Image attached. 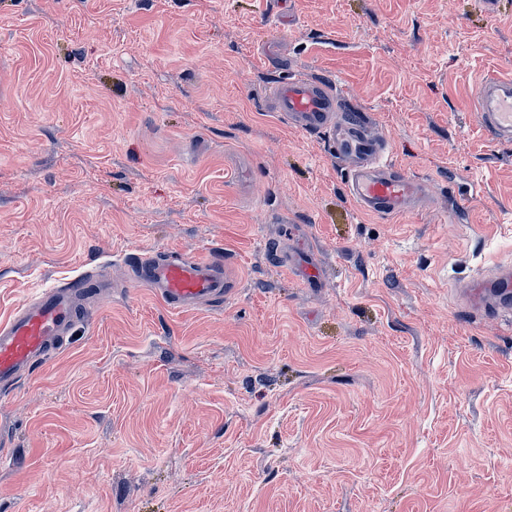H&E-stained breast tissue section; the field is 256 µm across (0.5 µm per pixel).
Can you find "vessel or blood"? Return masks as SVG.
Here are the masks:
<instances>
[{"mask_svg":"<svg viewBox=\"0 0 512 512\" xmlns=\"http://www.w3.org/2000/svg\"><path fill=\"white\" fill-rule=\"evenodd\" d=\"M267 106L297 129L326 134L337 162L347 171L348 194L361 211L392 217L426 206L425 184L390 161L389 142L372 137L361 115L345 110L338 84L298 73L270 88ZM473 106L490 138L512 140L511 74L484 75ZM131 266L134 283L150 289L173 309L218 301L229 292L225 265L219 259L139 253ZM110 288V283L102 280L73 279L45 289L1 323L0 395L10 396L22 377L59 352L62 338L82 319L80 298L100 296ZM466 297L472 307L488 315L511 310L512 265H501L493 276L476 281Z\"/></svg>","mask_w":512,"mask_h":512,"instance_id":"1","label":"vessel or blood"}]
</instances>
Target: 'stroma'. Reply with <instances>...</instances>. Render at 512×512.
I'll list each match as a JSON object with an SVG mask.
<instances>
[{
    "label": "stroma",
    "mask_w": 512,
    "mask_h": 512,
    "mask_svg": "<svg viewBox=\"0 0 512 512\" xmlns=\"http://www.w3.org/2000/svg\"><path fill=\"white\" fill-rule=\"evenodd\" d=\"M276 2L0 0V323L115 283L0 406V512H512V317L456 295L512 261V142L473 110L512 0ZM296 73L426 210L359 211L326 136L264 109ZM164 251L223 259L228 297L133 285Z\"/></svg>",
    "instance_id": "35a3bbf8"
}]
</instances>
